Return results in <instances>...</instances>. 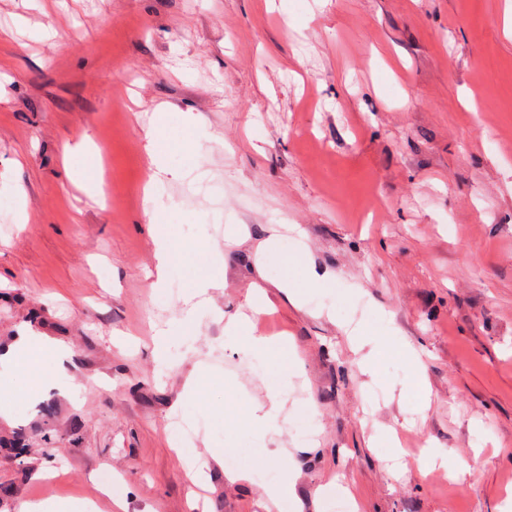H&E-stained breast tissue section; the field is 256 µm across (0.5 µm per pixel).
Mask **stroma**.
Here are the masks:
<instances>
[{"mask_svg":"<svg viewBox=\"0 0 512 512\" xmlns=\"http://www.w3.org/2000/svg\"><path fill=\"white\" fill-rule=\"evenodd\" d=\"M511 17L512 0H0V347L28 322L63 339L66 374L48 354L39 372L74 391L0 362L18 394L0 512H332L339 494L355 512H512ZM96 151L108 203L84 187ZM158 230L190 253L159 288ZM203 274L221 286L190 305ZM258 288L250 335L297 353L275 372L227 331ZM187 312L157 376L153 338ZM200 362L210 384L185 394ZM274 388L279 432L241 421ZM230 454L247 483L226 481ZM288 469L269 501L262 474Z\"/></svg>","mask_w":512,"mask_h":512,"instance_id":"35a3bbf8","label":"stroma"}]
</instances>
